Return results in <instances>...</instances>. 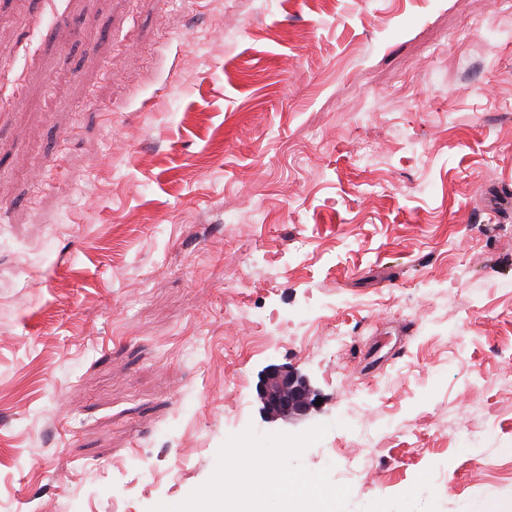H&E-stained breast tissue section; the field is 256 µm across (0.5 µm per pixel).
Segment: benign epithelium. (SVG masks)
Returning <instances> with one entry per match:
<instances>
[{
    "label": "benign epithelium",
    "instance_id": "7a95c632",
    "mask_svg": "<svg viewBox=\"0 0 512 512\" xmlns=\"http://www.w3.org/2000/svg\"><path fill=\"white\" fill-rule=\"evenodd\" d=\"M257 393L261 414L272 423L281 418L304 417L317 408L309 379L297 369L271 364L259 376Z\"/></svg>",
    "mask_w": 512,
    "mask_h": 512
}]
</instances>
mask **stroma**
<instances>
[{
    "label": "stroma",
    "mask_w": 512,
    "mask_h": 512,
    "mask_svg": "<svg viewBox=\"0 0 512 512\" xmlns=\"http://www.w3.org/2000/svg\"><path fill=\"white\" fill-rule=\"evenodd\" d=\"M242 443L512 512L495 0H0V512H160ZM257 393L261 414L269 423L291 416L304 417L318 406L309 379L289 366L268 365L259 376Z\"/></svg>",
    "instance_id": "1"
}]
</instances>
